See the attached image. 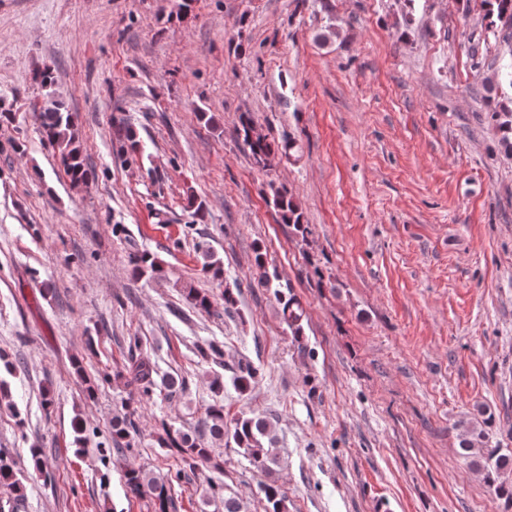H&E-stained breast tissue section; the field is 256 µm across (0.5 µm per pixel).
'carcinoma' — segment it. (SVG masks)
<instances>
[{
	"label": "carcinoma",
	"instance_id": "cac0c4a2",
	"mask_svg": "<svg viewBox=\"0 0 512 512\" xmlns=\"http://www.w3.org/2000/svg\"><path fill=\"white\" fill-rule=\"evenodd\" d=\"M485 19L491 27L501 26L512 28V0H483ZM35 80L47 89L44 103L38 111L33 113L35 123L38 125L42 138L57 151L61 163L72 184L79 186L89 182L91 171L84 163L81 142L76 129L73 113L67 111L52 90L54 78L48 70L35 74ZM491 118L496 121L501 134L502 144L512 152V96L507 101L499 102L498 109L491 112ZM114 133L125 141L126 152L137 155L141 151L140 140L131 130L130 126L121 120L114 124ZM237 138L241 139L247 147L254 161L260 169H268L272 161L278 156H290L297 152V139L288 137L281 143H271L256 132L255 123L248 112L240 116L236 128ZM270 201L280 213L286 224L293 225L294 229L302 234L307 228L301 222V213L298 204L288 196L286 190L269 184ZM133 269L137 277L149 276L154 278L164 273V267L157 257L149 253H141L134 257ZM185 298L194 308L207 312L210 310L211 300L208 294L195 288L185 289ZM282 313L288 329L298 336L303 331V310L300 304L289 298L282 303ZM128 382L138 385L144 393L148 394L157 385L155 375L157 370L149 357L139 355L129 360L125 368ZM258 369L251 364L239 367L234 377L237 389L244 393L255 384ZM136 408L128 406L122 416L112 421V443L119 444L126 441L134 431V416ZM204 426L214 439L230 438L234 444L243 449L255 466L263 471H270L277 464L275 452L276 436L270 424L263 418L255 416H241L234 419L232 425L224 421V405L215 402L207 410ZM482 439V434L466 432L460 443L462 455L471 459L472 464L487 473H500L512 468V457L507 454L484 455L476 451V445ZM156 444L166 452L181 459L183 467L175 473V480H180L186 471H194L202 463L212 461L211 448L201 437L193 436L170 426H163L162 432L156 435ZM127 492L134 496L147 494L154 502L156 512H170L174 507L169 494V480L143 469H130L125 475ZM0 487L10 490L11 497L0 504V512H14L17 502L24 497V483L16 462L8 455L0 452ZM267 503L266 512H286L285 495L275 483L263 487Z\"/></svg>",
	"mask_w": 512,
	"mask_h": 512
}]
</instances>
